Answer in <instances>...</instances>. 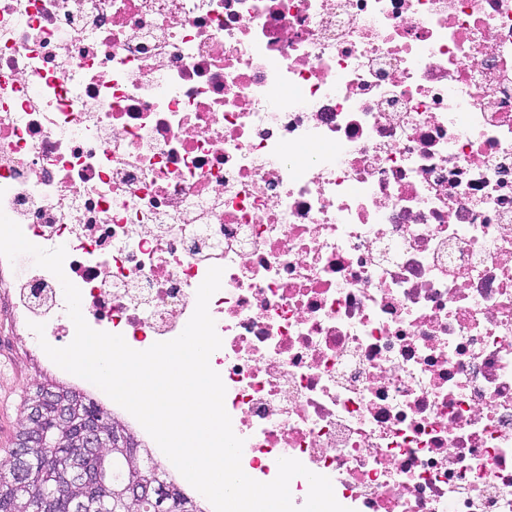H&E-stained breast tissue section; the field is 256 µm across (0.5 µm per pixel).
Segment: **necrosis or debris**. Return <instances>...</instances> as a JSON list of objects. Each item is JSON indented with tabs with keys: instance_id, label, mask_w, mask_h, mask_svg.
I'll list each match as a JSON object with an SVG mask.
<instances>
[{
	"instance_id": "necrosis-or-debris-1",
	"label": "necrosis or debris",
	"mask_w": 512,
	"mask_h": 512,
	"mask_svg": "<svg viewBox=\"0 0 512 512\" xmlns=\"http://www.w3.org/2000/svg\"><path fill=\"white\" fill-rule=\"evenodd\" d=\"M0 211L138 351L223 267L248 476L512 512V0H0ZM0 300L75 332L44 268Z\"/></svg>"
}]
</instances>
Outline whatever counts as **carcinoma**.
Listing matches in <instances>:
<instances>
[{
	"instance_id": "cac0c4a2",
	"label": "carcinoma",
	"mask_w": 512,
	"mask_h": 512,
	"mask_svg": "<svg viewBox=\"0 0 512 512\" xmlns=\"http://www.w3.org/2000/svg\"><path fill=\"white\" fill-rule=\"evenodd\" d=\"M33 403L37 419L24 418L15 439V447L29 450L26 479L15 483L0 474V512H72L66 477L78 470L98 477L80 490V497L102 503L109 512H129L121 490L136 478L159 489L158 497L142 500L136 512H205L197 497L148 457L129 426L94 401L66 386L47 384L29 398L28 404ZM99 423L108 440L105 448L90 446Z\"/></svg>"
}]
</instances>
